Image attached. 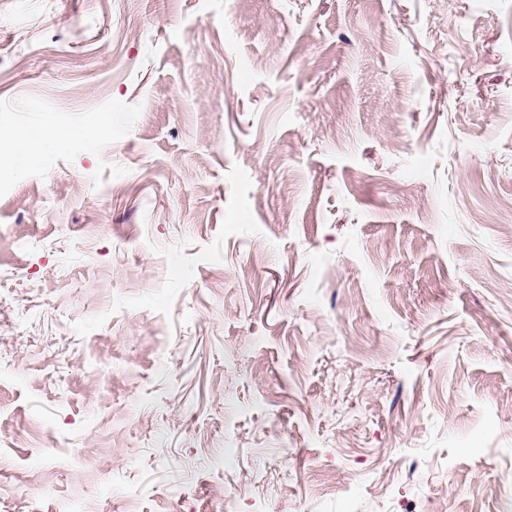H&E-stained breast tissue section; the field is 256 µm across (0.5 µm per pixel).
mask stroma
<instances>
[{"mask_svg": "<svg viewBox=\"0 0 512 512\" xmlns=\"http://www.w3.org/2000/svg\"><path fill=\"white\" fill-rule=\"evenodd\" d=\"M0 512H512V0H0ZM22 142L32 153L41 150L45 146L61 149L80 143L90 148L93 144L91 137L79 129H62L54 137L47 139L41 130L30 128L22 136Z\"/></svg>", "mask_w": 512, "mask_h": 512, "instance_id": "35a3bbf8", "label": "stroma"}]
</instances>
